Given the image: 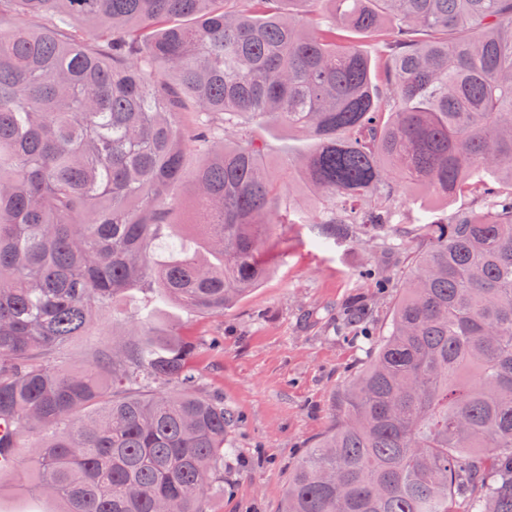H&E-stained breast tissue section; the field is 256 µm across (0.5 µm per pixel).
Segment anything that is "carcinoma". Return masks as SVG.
I'll list each match as a JSON object with an SVG mask.
<instances>
[{
  "instance_id": "1",
  "label": "carcinoma",
  "mask_w": 512,
  "mask_h": 512,
  "mask_svg": "<svg viewBox=\"0 0 512 512\" xmlns=\"http://www.w3.org/2000/svg\"><path fill=\"white\" fill-rule=\"evenodd\" d=\"M2 15L0 449H35L32 492L63 512H208L224 397L200 390L193 341L119 303L221 315L266 278L277 225L319 224L405 237L414 267L281 512H512V0H0ZM264 122L312 141L314 208L287 206ZM411 187L474 207L397 228ZM108 313L112 346L68 367Z\"/></svg>"
}]
</instances>
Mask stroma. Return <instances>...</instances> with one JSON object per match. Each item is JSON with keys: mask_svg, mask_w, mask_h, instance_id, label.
<instances>
[{"mask_svg": "<svg viewBox=\"0 0 512 512\" xmlns=\"http://www.w3.org/2000/svg\"><path fill=\"white\" fill-rule=\"evenodd\" d=\"M269 166L287 174L309 142L272 129ZM469 203L443 204L416 190L401 195L399 218L444 222ZM266 279L219 316L159 303L155 325L177 326L197 345L203 387L234 415L226 445L224 494L209 512H280L300 455L321 440L331 408L369 362L412 268V246L381 233L322 242L315 224L280 225L269 244ZM375 268L378 279L363 277ZM31 494L26 475L0 478V512H54Z\"/></svg>", "mask_w": 512, "mask_h": 512, "instance_id": "obj_1", "label": "stroma"}]
</instances>
